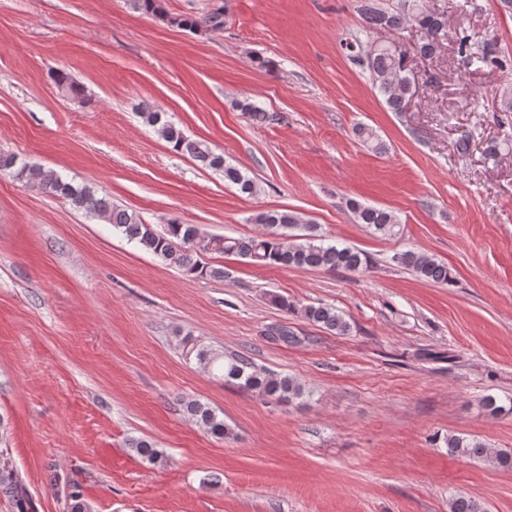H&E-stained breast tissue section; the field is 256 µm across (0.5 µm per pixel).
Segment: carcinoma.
I'll list each match as a JSON object with an SVG mask.
<instances>
[{
	"mask_svg": "<svg viewBox=\"0 0 512 512\" xmlns=\"http://www.w3.org/2000/svg\"><path fill=\"white\" fill-rule=\"evenodd\" d=\"M362 15L364 30L370 40L377 34L394 37L412 26L418 28L424 33L419 51L427 57L440 50L438 39L446 34L444 13L431 6L430 0H398L394 7L385 6L383 0H363ZM352 43L358 51L350 53V59L368 73L373 87L383 97L388 109L392 112L405 111L412 90L406 76L407 51L385 44L373 52L363 53L359 51L363 45L362 40L355 37ZM456 43L459 64L465 68L477 62L497 63L492 45L473 39L463 29L456 32ZM55 82L69 97L76 98L82 94L81 87L62 71L56 73ZM234 107L256 121L269 119L264 110L247 98L236 100ZM140 117L175 151L193 158L207 168L221 172L224 181L237 186L241 193L249 196L256 193V182L246 171L229 163L223 155L213 152L201 142L186 136L167 118L166 113L146 105L142 108ZM355 134L374 152L385 151V145L371 128L359 126ZM0 174H8L65 199L86 216L112 225L113 229L136 243L140 249L192 275L224 277V268L201 261V257L207 254L239 256L256 265L284 268L316 267L348 272L369 268V259L364 253L350 246L324 244L318 225L303 224L297 214L288 210H267L256 214L253 217L254 223L262 225L264 232L255 237L204 235L195 225L182 224L176 219L169 221L158 231L152 225L143 223L136 213L112 204L109 198L99 194L94 188L73 185L53 168L21 161L12 154L0 153ZM347 206L357 221L373 232L388 237L401 234V224L393 212L354 200L347 202ZM396 261L426 281L443 285L452 282L448 266L419 249H407L397 254ZM301 313L308 321L338 334L349 330L348 322L331 305H308ZM265 336L271 343L290 344L295 341L293 332L285 325L269 327ZM181 343L186 350V356L193 357L203 370L228 384L262 397L288 402H302L310 396V392L293 378L259 369L242 356L224 355L191 342L187 336L183 337ZM181 404L184 412L206 431L218 437L231 434L224 419L210 407L194 399H183ZM483 408L491 416H498L506 411L511 413L512 398L504 402L489 395L483 399ZM129 445L152 465L164 462V452L147 439L134 438ZM447 446L448 454L452 456H464L489 462L503 469H512V450L494 451L478 439L455 434L448 436ZM0 494L11 499L16 512H34L33 502L16 468L0 466ZM448 512H483V508L471 497L455 495L448 502Z\"/></svg>",
	"mask_w": 512,
	"mask_h": 512,
	"instance_id": "1",
	"label": "carcinoma"
}]
</instances>
